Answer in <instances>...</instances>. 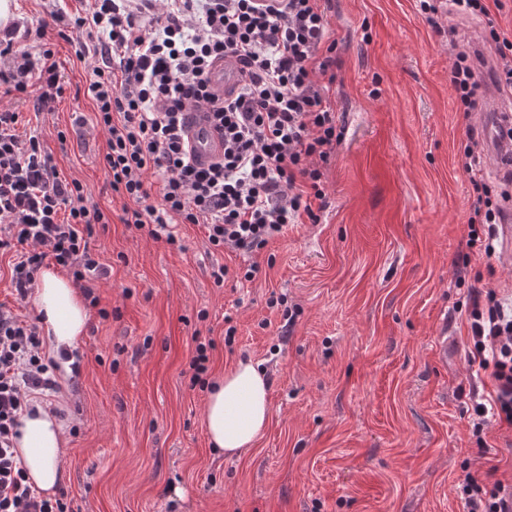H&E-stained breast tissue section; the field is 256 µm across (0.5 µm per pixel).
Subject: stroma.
<instances>
[{"label": "stroma", "mask_w": 512, "mask_h": 512, "mask_svg": "<svg viewBox=\"0 0 512 512\" xmlns=\"http://www.w3.org/2000/svg\"><path fill=\"white\" fill-rule=\"evenodd\" d=\"M52 8L10 0L22 44H52L65 66L53 112L19 131L113 217L88 239L107 274L84 282L98 299L84 336L65 354L42 346L74 512H466V473L512 484V427L475 429L470 412L471 393L491 400L494 385L470 357L468 314L488 290L512 296V262L469 242L487 228L468 222L464 149L485 155L487 121L460 112L454 52L419 0H330L343 139L326 206L252 257L211 250L193 224L121 223L106 137L73 123L93 112L87 63ZM254 261L255 277L238 278ZM216 263L231 271L220 286ZM201 342L208 376L249 359L269 380L271 420L236 458L206 437L190 367Z\"/></svg>", "instance_id": "1"}]
</instances>
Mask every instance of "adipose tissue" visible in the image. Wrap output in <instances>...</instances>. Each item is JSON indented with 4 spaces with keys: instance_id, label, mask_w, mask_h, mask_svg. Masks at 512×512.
Here are the masks:
<instances>
[{
    "instance_id": "obj_1",
    "label": "adipose tissue",
    "mask_w": 512,
    "mask_h": 512,
    "mask_svg": "<svg viewBox=\"0 0 512 512\" xmlns=\"http://www.w3.org/2000/svg\"><path fill=\"white\" fill-rule=\"evenodd\" d=\"M35 303L56 349H73L85 331L88 316L69 279L55 270H44ZM270 418L268 379L253 361H238L209 384L204 425L213 448L225 456H238L251 448ZM16 448L30 484L44 494H53L62 477L65 439L61 425L41 409L24 415Z\"/></svg>"
}]
</instances>
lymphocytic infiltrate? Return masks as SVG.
I'll return each instance as SVG.
<instances>
[{
  "mask_svg": "<svg viewBox=\"0 0 512 512\" xmlns=\"http://www.w3.org/2000/svg\"><path fill=\"white\" fill-rule=\"evenodd\" d=\"M69 43L78 59L96 55L87 93L106 134L102 164L113 193L125 199L122 221L195 224L210 248L245 254L283 236L289 225L317 223L325 198L323 167L341 135L321 76L336 64L328 0H78ZM436 31L449 13L479 17L478 46L460 47L451 82L464 113L477 110L485 81L512 87V41L502 38L484 0H421ZM235 58L239 78L229 96L215 94L211 70ZM6 86L52 111L62 97V64L52 49L31 54L12 37L0 40ZM205 113L222 155L197 165L187 145L188 113ZM22 115L0 109V251L18 249L11 271L20 298L30 294L46 259L83 281L99 268L86 234L109 217L87 204L80 182L61 176L37 136L17 132ZM161 178L151 203L149 175ZM472 356L492 370L494 414L512 425V303L489 294L470 313ZM35 324L0 311V512H72L65 493L45 496L27 480L14 448L32 397L56 388L40 354ZM468 512H512V489L465 474Z\"/></svg>",
  "mask_w": 512,
  "mask_h": 512,
  "instance_id": "f902f5d3",
  "label": "lymphocytic infiltrate"
}]
</instances>
